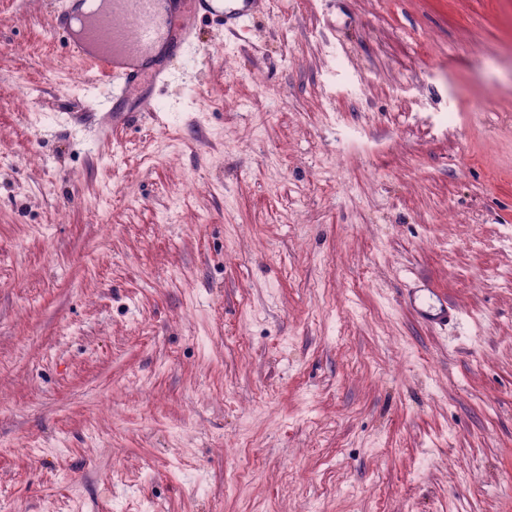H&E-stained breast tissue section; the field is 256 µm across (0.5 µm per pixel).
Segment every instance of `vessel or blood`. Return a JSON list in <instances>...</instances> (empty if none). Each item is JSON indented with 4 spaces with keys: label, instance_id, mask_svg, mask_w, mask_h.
<instances>
[{
    "label": "vessel or blood",
    "instance_id": "vessel-or-blood-1",
    "mask_svg": "<svg viewBox=\"0 0 512 512\" xmlns=\"http://www.w3.org/2000/svg\"><path fill=\"white\" fill-rule=\"evenodd\" d=\"M265 4L266 0H225L218 7L214 0H179L175 20L164 27L156 19V0H109L108 8L88 13L85 39L101 47L93 59L98 73L118 76L112 92L117 102L140 89H157L167 75L160 67L129 65V58L145 54L160 43L171 46L173 52L188 53L197 20L207 19L232 30L263 13ZM407 302L420 319L435 327H446L458 314L429 287L412 289Z\"/></svg>",
    "mask_w": 512,
    "mask_h": 512
}]
</instances>
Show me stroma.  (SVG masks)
<instances>
[{
  "label": "stroma",
  "mask_w": 512,
  "mask_h": 512,
  "mask_svg": "<svg viewBox=\"0 0 512 512\" xmlns=\"http://www.w3.org/2000/svg\"><path fill=\"white\" fill-rule=\"evenodd\" d=\"M60 4L0 0V512H512V0H268L121 124ZM407 303L424 322L431 326L445 328L457 318L456 308L436 294L433 288H413L407 297Z\"/></svg>",
  "instance_id": "obj_1"
}]
</instances>
